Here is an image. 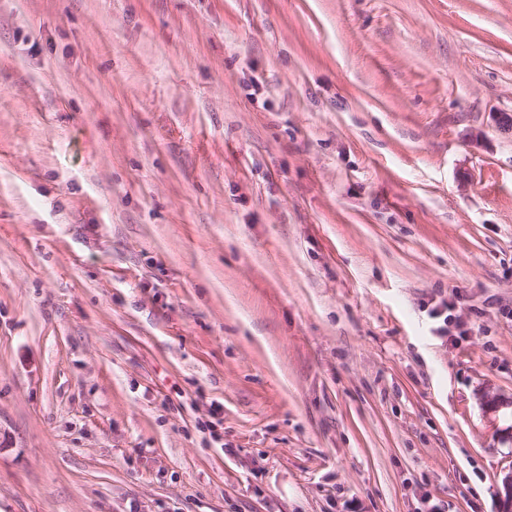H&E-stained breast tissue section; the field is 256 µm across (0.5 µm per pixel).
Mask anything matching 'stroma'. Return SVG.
Segmentation results:
<instances>
[{
	"label": "stroma",
	"mask_w": 512,
	"mask_h": 512,
	"mask_svg": "<svg viewBox=\"0 0 512 512\" xmlns=\"http://www.w3.org/2000/svg\"><path fill=\"white\" fill-rule=\"evenodd\" d=\"M512 0H0V512H497Z\"/></svg>",
	"instance_id": "1"
}]
</instances>
